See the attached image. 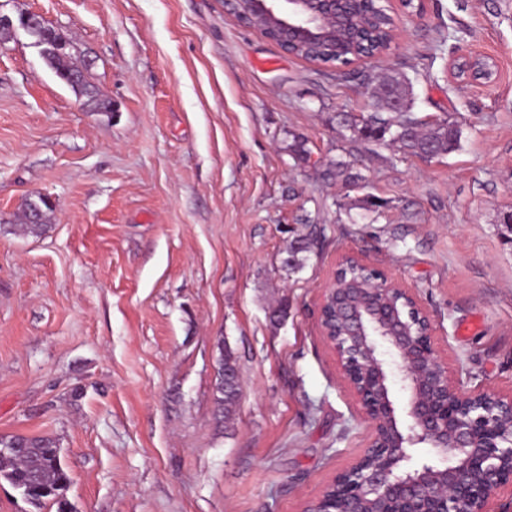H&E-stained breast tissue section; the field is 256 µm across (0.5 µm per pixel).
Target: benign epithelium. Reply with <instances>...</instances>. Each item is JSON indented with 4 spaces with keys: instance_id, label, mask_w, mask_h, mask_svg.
Returning <instances> with one entry per match:
<instances>
[{
    "instance_id": "obj_1",
    "label": "benign epithelium",
    "mask_w": 512,
    "mask_h": 512,
    "mask_svg": "<svg viewBox=\"0 0 512 512\" xmlns=\"http://www.w3.org/2000/svg\"><path fill=\"white\" fill-rule=\"evenodd\" d=\"M370 0H225L254 21L268 20L284 51L328 38V22L362 29L355 2ZM469 53L451 74L472 78ZM363 273L344 287L348 272ZM318 326L369 430L363 453L333 476L302 512H487L512 486V395L458 385L440 359L428 312L410 288L388 279L358 253L336 261L321 288ZM403 399L396 403L395 392ZM425 444L430 455L417 453Z\"/></svg>"
}]
</instances>
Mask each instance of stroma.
Instances as JSON below:
<instances>
[{"mask_svg": "<svg viewBox=\"0 0 512 512\" xmlns=\"http://www.w3.org/2000/svg\"><path fill=\"white\" fill-rule=\"evenodd\" d=\"M23 13L112 103L89 111L24 33L0 42V436L56 441L75 512H301L350 466L368 429L318 328L345 253L416 293L463 388L512 394V0H428L384 60L340 72L222 0H0ZM470 51L496 61L490 83L450 78ZM384 72L412 79L417 116L457 121L458 150L340 127ZM332 159L359 187L323 178ZM40 196L49 230L23 235ZM228 351L242 395L222 421Z\"/></svg>", "mask_w": 512, "mask_h": 512, "instance_id": "obj_1", "label": "stroma"}]
</instances>
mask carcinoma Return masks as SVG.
Masks as SVG:
<instances>
[{
	"instance_id": "obj_1",
	"label": "carcinoma",
	"mask_w": 512,
	"mask_h": 512,
	"mask_svg": "<svg viewBox=\"0 0 512 512\" xmlns=\"http://www.w3.org/2000/svg\"><path fill=\"white\" fill-rule=\"evenodd\" d=\"M367 29L378 38H385L388 22L379 12H371L365 17ZM28 26L34 32L35 43L47 68L64 85L75 93L86 97L93 112H110V102L101 99L87 79V68L79 66L65 44L64 37L47 25L39 16L28 19ZM366 41L358 37L348 43L336 46L303 45L297 55L305 60L337 66L346 65L361 56ZM382 88L398 94L397 106L384 104L385 94L372 89L373 110L360 116L345 115L343 125L351 131L352 137L359 140L390 143L402 151L424 159H434L449 155L459 147L461 132L456 122L446 117L435 123L424 124L414 113L411 80L401 74L382 76ZM326 175L347 185H357L359 175L352 172L349 164L336 161L329 164ZM53 211L42 199H29L25 202L20 216L19 230L25 235L39 237L46 233L49 213ZM311 234L300 238L291 245L285 265L296 269L302 265L301 254L309 249ZM236 366L228 355L221 360L218 370L216 391V411L219 418L226 417L237 403L238 389L224 378V368ZM8 482L29 504L39 510L47 501L58 504L60 512H66L64 491L69 483L68 471L63 462L61 449L56 442L45 436L0 437V481Z\"/></svg>"
}]
</instances>
